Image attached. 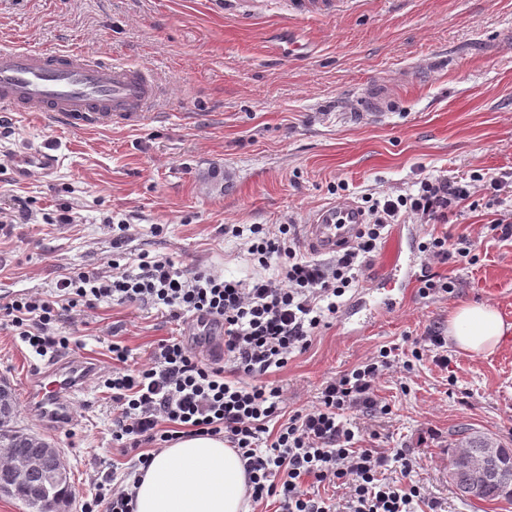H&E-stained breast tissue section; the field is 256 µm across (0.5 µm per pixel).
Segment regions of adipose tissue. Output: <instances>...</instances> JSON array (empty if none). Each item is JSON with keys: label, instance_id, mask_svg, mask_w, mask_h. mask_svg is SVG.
Returning <instances> with one entry per match:
<instances>
[{"label": "adipose tissue", "instance_id": "obj_1", "mask_svg": "<svg viewBox=\"0 0 512 512\" xmlns=\"http://www.w3.org/2000/svg\"><path fill=\"white\" fill-rule=\"evenodd\" d=\"M509 335L512 324L485 303L462 305L448 318L449 338L473 355L493 352ZM135 512H248L243 462L222 439H182L153 457Z\"/></svg>", "mask_w": 512, "mask_h": 512}]
</instances>
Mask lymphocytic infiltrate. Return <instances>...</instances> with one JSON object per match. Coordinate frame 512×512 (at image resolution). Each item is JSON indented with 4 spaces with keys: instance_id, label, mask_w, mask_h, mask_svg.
Returning a JSON list of instances; mask_svg holds the SVG:
<instances>
[{
    "instance_id": "1",
    "label": "lymphocytic infiltrate",
    "mask_w": 512,
    "mask_h": 512,
    "mask_svg": "<svg viewBox=\"0 0 512 512\" xmlns=\"http://www.w3.org/2000/svg\"><path fill=\"white\" fill-rule=\"evenodd\" d=\"M474 182L496 193L506 187L504 180L477 172L466 182L431 175L416 192L372 199L354 240L337 249L329 265L301 252L295 225L232 226L260 269L246 281L131 254V227L119 224L112 229L108 271L76 268L51 291L17 294L0 304V327L40 356L70 346V337L58 330L64 313L81 316L104 302L154 308L177 323L193 320L202 336L215 327L224 332V355L211 361L177 338L160 340L145 359L122 342L109 345L112 363L99 377L112 400V442L131 464L121 483L101 474L81 512H134V489L153 454L190 436L218 437L235 449L244 462L248 497L257 505L274 497L280 512H422L425 497L411 480L417 459L405 449L371 448L366 441L378 438L375 422L392 412L378 395L383 375L410 372L425 357L447 368V338L438 326L411 339L410 359L381 347L327 378L313 405L288 416L284 388L268 375L335 320L388 226L408 216L447 223L470 199ZM418 250L430 264L477 261L466 234L433 235ZM274 420L275 430L269 427ZM326 485L337 495H321Z\"/></svg>"
}]
</instances>
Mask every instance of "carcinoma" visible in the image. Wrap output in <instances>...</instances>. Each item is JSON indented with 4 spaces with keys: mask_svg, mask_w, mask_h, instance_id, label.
<instances>
[{
    "mask_svg": "<svg viewBox=\"0 0 512 512\" xmlns=\"http://www.w3.org/2000/svg\"><path fill=\"white\" fill-rule=\"evenodd\" d=\"M14 411H9L0 416L3 422L0 423V445L6 444L17 448L21 456H37L42 450V440L39 438H23L20 430L10 425ZM458 449L451 451L449 480L455 488L456 493L464 499L478 500H506L512 501V467L502 470L503 462L498 458L485 460L487 470L493 477L484 485L481 493L473 491L469 479L457 476L454 471L459 466V460L466 457H478L483 454L488 437L484 434L463 428L458 431ZM48 485V471L46 469L36 470L28 476L27 481L18 486L14 497L22 501L30 512H49L60 504L67 503L71 488L65 485H54L50 489L49 497L43 499L39 496V490Z\"/></svg>",
    "mask_w": 512,
    "mask_h": 512,
    "instance_id": "carcinoma-1",
    "label": "carcinoma"
}]
</instances>
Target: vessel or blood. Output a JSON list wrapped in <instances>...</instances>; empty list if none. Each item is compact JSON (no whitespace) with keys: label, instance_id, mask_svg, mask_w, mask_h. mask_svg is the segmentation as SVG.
Wrapping results in <instances>:
<instances>
[{"label":"vessel or blood","instance_id":"obj_1","mask_svg":"<svg viewBox=\"0 0 512 512\" xmlns=\"http://www.w3.org/2000/svg\"><path fill=\"white\" fill-rule=\"evenodd\" d=\"M154 95V86L140 68L92 60L71 50L30 47L0 49V112H41L51 122L78 129L140 120ZM46 151L17 157L14 171L26 176L50 170ZM363 218L351 204L323 208L305 227V241L316 253L335 251L350 239ZM92 364L65 355L32 370L26 397L44 422L58 424L73 414L72 398L88 388Z\"/></svg>","mask_w":512,"mask_h":512}]
</instances>
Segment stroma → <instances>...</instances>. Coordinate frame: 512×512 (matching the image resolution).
<instances>
[{
	"label": "stroma",
	"instance_id": "obj_1",
	"mask_svg": "<svg viewBox=\"0 0 512 512\" xmlns=\"http://www.w3.org/2000/svg\"><path fill=\"white\" fill-rule=\"evenodd\" d=\"M74 50L150 72L159 94L136 125L78 130L19 112L0 140V209L28 201L33 220L0 231V297L46 292L71 269L103 271L112 224L134 227L132 250L191 269L245 280L255 266L231 224L311 223L323 207L363 205L406 192L429 175L512 174V0H0V46ZM383 98L372 114L367 101ZM52 146L51 174L15 180L11 158ZM448 224L392 225L341 312L269 378L288 390V410L311 405L327 378L382 346L401 345L430 324L447 326L458 306L486 302L512 323V240L489 228L512 210V194L477 195ZM70 208L78 220L57 224ZM479 237L476 264L417 260L403 288L380 293L397 255L416 253L427 233ZM450 276L453 294L421 298L418 279ZM70 353L109 365L112 339L147 358L180 326L156 310L103 303L90 325L63 322ZM0 329V380L17 394V427L60 448L79 512L96 472L123 471L112 445V405L99 386L75 404L69 424L44 425L22 401L40 364ZM379 396L392 414L377 448L419 458L414 479L436 512H512L507 501L464 500L448 481V446L470 427L512 448V335L489 354L448 347L410 374L384 375Z\"/></svg>",
	"mask_w": 512,
	"mask_h": 512
}]
</instances>
